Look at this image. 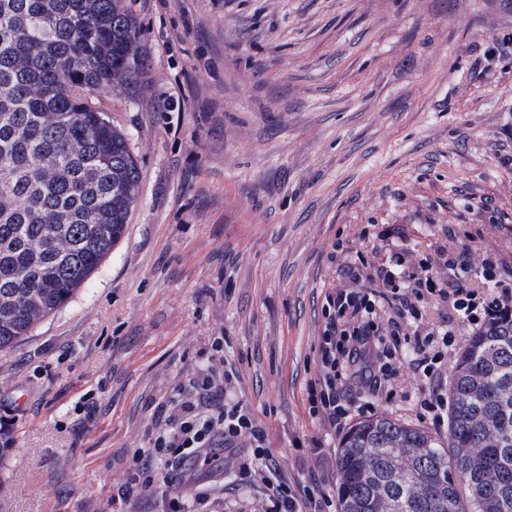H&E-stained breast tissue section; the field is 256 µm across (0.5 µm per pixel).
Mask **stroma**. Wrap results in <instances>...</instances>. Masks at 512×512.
<instances>
[{
    "label": "stroma",
    "mask_w": 512,
    "mask_h": 512,
    "mask_svg": "<svg viewBox=\"0 0 512 512\" xmlns=\"http://www.w3.org/2000/svg\"><path fill=\"white\" fill-rule=\"evenodd\" d=\"M126 4L145 83L100 105L129 135L137 202L71 301L0 352V512H162L202 490L200 512H265L234 482L244 448L122 495L157 405L207 368L233 371L290 482L333 495L343 432L305 395L326 294L445 245L512 274V0ZM402 374L375 415L445 436Z\"/></svg>",
    "instance_id": "35a3bbf8"
}]
</instances>
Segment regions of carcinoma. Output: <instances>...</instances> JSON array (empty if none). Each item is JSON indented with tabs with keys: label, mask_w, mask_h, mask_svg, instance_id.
Wrapping results in <instances>:
<instances>
[{
	"label": "carcinoma",
	"mask_w": 512,
	"mask_h": 512,
	"mask_svg": "<svg viewBox=\"0 0 512 512\" xmlns=\"http://www.w3.org/2000/svg\"><path fill=\"white\" fill-rule=\"evenodd\" d=\"M125 0H0V350L54 313L120 240L140 171L94 97L141 89ZM340 512H512V319L472 336L448 436L380 416L341 440Z\"/></svg>",
	"instance_id": "cac0c4a2"
}]
</instances>
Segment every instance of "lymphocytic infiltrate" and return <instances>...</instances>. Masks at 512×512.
<instances>
[{
	"mask_svg": "<svg viewBox=\"0 0 512 512\" xmlns=\"http://www.w3.org/2000/svg\"><path fill=\"white\" fill-rule=\"evenodd\" d=\"M467 269L468 252L441 250L437 257H424L400 273L386 268L376 272L373 288L339 289L327 294L323 306L324 326L319 336L317 375L306 387L313 415L339 426L353 414L375 408L374 396L393 398L395 378L401 364H409L428 387L415 401L421 415L432 423L448 415V392L440 384L441 366L460 339L456 323L471 330L483 329L498 306L512 301V280L497 277L493 260H484L477 279H444L435 264ZM440 307L437 322L422 325L426 304ZM365 359L364 375L372 382L370 399L346 395L343 382L357 359ZM194 394L179 399L177 413L159 405L166 424L153 439L149 452L139 454L130 486L170 483L176 474H187L192 463L208 462V449L247 447L251 455L240 466V481L251 485L262 477L267 491V512H325L326 498L299 494L269 463L266 433L252 412L226 400L224 387L213 373L197 376Z\"/></svg>",
	"mask_w": 512,
	"mask_h": 512,
	"instance_id": "1",
	"label": "lymphocytic infiltrate"
}]
</instances>
